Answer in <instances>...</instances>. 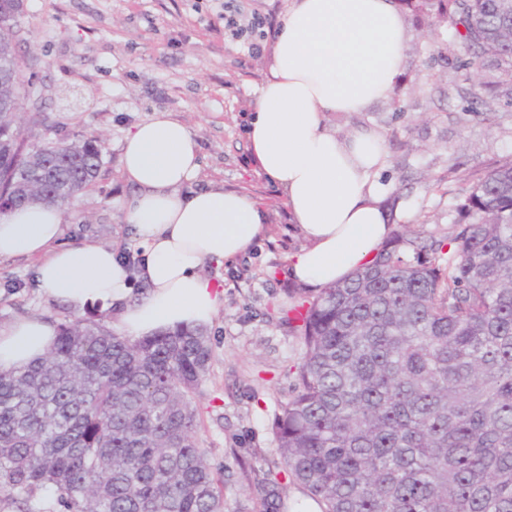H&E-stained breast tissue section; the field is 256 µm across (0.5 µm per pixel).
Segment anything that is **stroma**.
I'll return each mask as SVG.
<instances>
[{
    "label": "stroma",
    "mask_w": 512,
    "mask_h": 512,
    "mask_svg": "<svg viewBox=\"0 0 512 512\" xmlns=\"http://www.w3.org/2000/svg\"><path fill=\"white\" fill-rule=\"evenodd\" d=\"M240 19L266 16L279 28L288 0H22L19 54L34 99L18 112L27 143L97 139L102 165L67 208L63 240L126 250L128 302L147 288L138 277L142 250L117 201L133 186L120 174L121 146L135 125L166 112L185 124L199 146L192 186L240 191L265 213L264 232L233 263H207L224 301L207 331L212 356L193 398L195 433L224 479V512H245L262 494L263 474L279 460L273 420L296 384L303 346L283 320L303 288L288 275V256L302 239L281 189L255 162L245 132L260 87L269 78L272 37L251 49L224 27V5ZM409 39L400 81L367 111L333 113L342 135L373 129L383 138L377 174L388 193V222L443 236L451 206L495 163L512 160V102L486 95L500 69L488 60L466 69L468 56L446 47L426 21L404 14ZM480 90V102L471 93ZM36 260H0V327L39 316L121 328L114 309L90 303L79 312L45 296Z\"/></svg>",
    "instance_id": "stroma-1"
}]
</instances>
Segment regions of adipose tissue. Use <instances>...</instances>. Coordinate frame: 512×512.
<instances>
[{
	"instance_id": "obj_1",
	"label": "adipose tissue",
	"mask_w": 512,
	"mask_h": 512,
	"mask_svg": "<svg viewBox=\"0 0 512 512\" xmlns=\"http://www.w3.org/2000/svg\"><path fill=\"white\" fill-rule=\"evenodd\" d=\"M408 39L393 0H289L272 49L270 76L247 128L256 162L282 190L304 245L288 275L320 290L371 261L392 227L375 176L381 136H338L332 113H358L387 98L404 67ZM123 177L136 188L122 201L143 250L148 291L126 304L128 275L102 245H61L65 213L29 205L0 216V258L37 260V281L72 309L119 302L133 337L210 324L223 292L203 274L210 261L244 254L263 231V214L244 194L214 184L191 189L200 172L191 132L168 113L137 124L123 142ZM56 324L29 318L0 328V369L43 356Z\"/></svg>"
}]
</instances>
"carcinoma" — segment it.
<instances>
[{"instance_id": "carcinoma-1", "label": "carcinoma", "mask_w": 512, "mask_h": 512, "mask_svg": "<svg viewBox=\"0 0 512 512\" xmlns=\"http://www.w3.org/2000/svg\"><path fill=\"white\" fill-rule=\"evenodd\" d=\"M22 0H0V187L66 208L98 175V141L28 147L16 50ZM512 83L502 0H400ZM452 235L403 224L346 279L300 298L303 357L273 431L278 466L320 512H512V160L454 206ZM202 328L118 336L58 324L44 357L0 371V493L39 512H224L195 439ZM260 512H281L271 489Z\"/></svg>"}]
</instances>
